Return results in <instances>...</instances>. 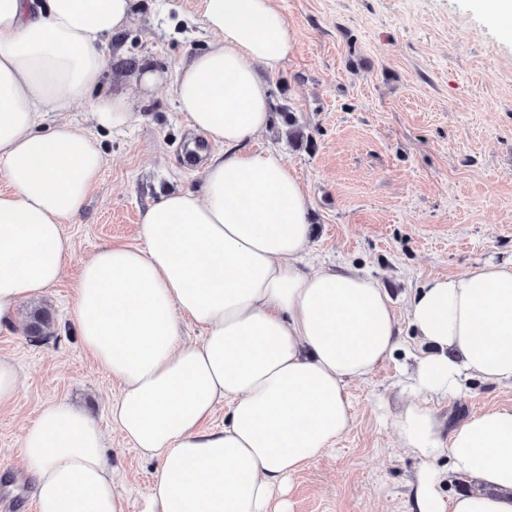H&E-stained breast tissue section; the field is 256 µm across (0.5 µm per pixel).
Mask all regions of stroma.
Listing matches in <instances>:
<instances>
[{"instance_id": "stroma-1", "label": "stroma", "mask_w": 512, "mask_h": 512, "mask_svg": "<svg viewBox=\"0 0 512 512\" xmlns=\"http://www.w3.org/2000/svg\"><path fill=\"white\" fill-rule=\"evenodd\" d=\"M202 0H140L113 36L93 97L66 117L96 137L101 177L65 230L74 242L61 279L40 296L52 333L29 340L0 332V356L19 371V393L0 406V512H37L21 436L41 407L62 401L107 434L108 460L123 480L124 512H145L157 468L112 427L119 388L83 347L72 320L82 262L98 248L137 244L144 211L171 190H199L205 140L191 154L179 112L177 69L213 40ZM295 48L266 74L273 111L294 112L308 142H289L272 120L254 147L276 150L311 210L306 262L353 267L389 293L397 314L428 281L512 260V34L477 0H275ZM157 83L143 87L140 72ZM126 95L133 119L121 133L94 125L101 97ZM401 347L367 377L346 385L349 430L291 479L292 512H410L421 465L398 448L393 423L409 396L421 346L403 326ZM428 404L451 428L470 415L512 408V388L481 379L455 398Z\"/></svg>"}]
</instances>
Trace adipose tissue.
<instances>
[{
	"label": "adipose tissue",
	"instance_id": "1",
	"mask_svg": "<svg viewBox=\"0 0 512 512\" xmlns=\"http://www.w3.org/2000/svg\"><path fill=\"white\" fill-rule=\"evenodd\" d=\"M136 0H0V332L61 278L79 216L105 164L67 119L98 86L108 39ZM214 40L176 73L189 129L223 144L199 191H171L137 226L82 264L72 317L84 348L120 385L112 425L158 463L148 512H291L290 478L351 424L349 381L400 347L384 288L355 268L300 265L311 238L296 176L248 144L270 124L260 70L277 72L295 39L274 0H202ZM407 319L426 345L418 393L456 396L470 378L512 387V261L433 279ZM203 329L191 341L187 328ZM221 427L205 423L219 404ZM423 461L410 512H512V408L444 430L421 403L395 419ZM38 512H123L105 433L64 403L44 405L21 438ZM484 485L444 498L433 463Z\"/></svg>",
	"mask_w": 512,
	"mask_h": 512
}]
</instances>
